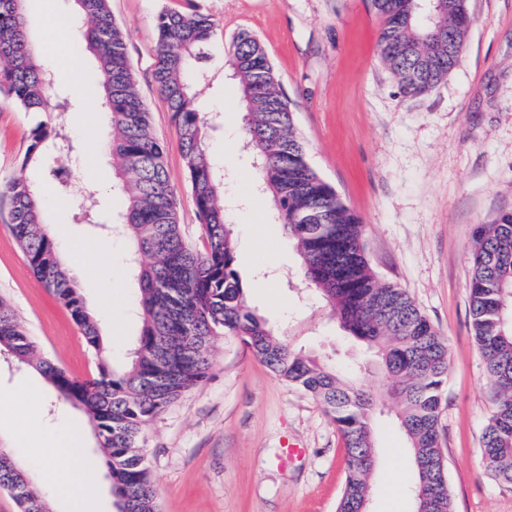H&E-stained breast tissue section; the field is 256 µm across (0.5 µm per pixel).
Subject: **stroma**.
I'll use <instances>...</instances> for the list:
<instances>
[{
  "label": "stroma",
  "instance_id": "stroma-1",
  "mask_svg": "<svg viewBox=\"0 0 512 512\" xmlns=\"http://www.w3.org/2000/svg\"><path fill=\"white\" fill-rule=\"evenodd\" d=\"M196 7L219 26L204 48L207 82L199 96L223 118L208 134L224 150V201L236 230L235 268L248 305L297 352L312 353L355 378L377 398L372 417L378 465L367 512H416L409 488L415 470L386 381L365 348L339 328L330 306L303 277L300 260L269 206H253L255 169L241 146L239 94L228 66L234 35H255L295 111L309 164L361 219L374 272L404 288L448 344L439 434L452 512H512V485L491 475L481 437L493 410L492 390L471 330L469 250L481 225L512 212V0H468L474 18L460 63L428 94L409 98L385 68L378 47L382 19L370 0H110L126 39L137 89L165 145L168 178L179 198L188 241L202 232L188 186L172 114L153 81L155 18ZM32 39L50 46L42 61L55 75L58 113L76 147L61 157L70 193L48 212L64 230L58 248L94 242L112 248L116 292L134 297L124 267L127 244L108 230L117 218L112 159L103 153L109 124L94 91L89 57L44 28L34 5ZM0 94V176L15 173L31 130L48 121ZM99 194V224L73 223L87 186ZM0 300L43 356L76 377L95 358L67 310L33 274L0 206ZM40 384L43 408L0 417V448L41 417L79 409L33 368L0 359V392ZM302 448L289 456L286 444ZM142 446L161 512H336L346 468L344 441L311 394L272 373L240 337L212 340L204 381L144 428Z\"/></svg>",
  "mask_w": 512,
  "mask_h": 512
}]
</instances>
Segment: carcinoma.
<instances>
[{
	"label": "carcinoma",
	"instance_id": "obj_1",
	"mask_svg": "<svg viewBox=\"0 0 512 512\" xmlns=\"http://www.w3.org/2000/svg\"><path fill=\"white\" fill-rule=\"evenodd\" d=\"M383 20L381 58L406 97L422 96L460 61L472 23L468 0H371ZM87 21L76 48L93 54L101 103L110 116L108 149L122 196L112 225L130 242L127 265L139 292L142 329L124 369L105 353L97 322L59 260L44 230L41 182L29 169L43 167L63 149L59 123L36 126L19 169L0 180V201L11 209V228L34 274L51 289L81 328L97 360L96 371L76 379L42 357L34 341L0 300V352L42 374L65 400L90 416L102 464L112 477L119 512H159L151 472L141 448L146 424L202 382L218 333L238 336L273 373L318 398L344 439L346 482L338 512H366L376 465L371 413L376 398L330 364L297 353L246 303L234 268L236 244L226 219L224 172L214 162L205 132L212 113L198 106L205 80L202 45L218 27L200 11H168L155 19L154 81L179 132L196 215L205 239L198 250L178 218L177 192L165 166V146L136 87L126 42L108 0H75ZM229 64L242 104V142L252 157L257 189L271 196L308 283L332 307L341 327L373 349L388 380L387 396L409 439L417 468L414 493L424 512H452L438 431L448 346L409 294L381 280L362 243L359 218L309 166L305 144L277 72L260 41L241 31L230 42ZM53 73L41 62L25 19V0H0V92L26 109L49 111ZM86 194L72 217L94 224L97 197ZM470 312L475 339L495 405L482 433V454L494 477L512 484V212L482 225L470 249ZM190 336L181 355L160 358L154 336ZM0 488L19 512H49L39 488L16 461L0 453Z\"/></svg>",
	"mask_w": 512,
	"mask_h": 512
}]
</instances>
